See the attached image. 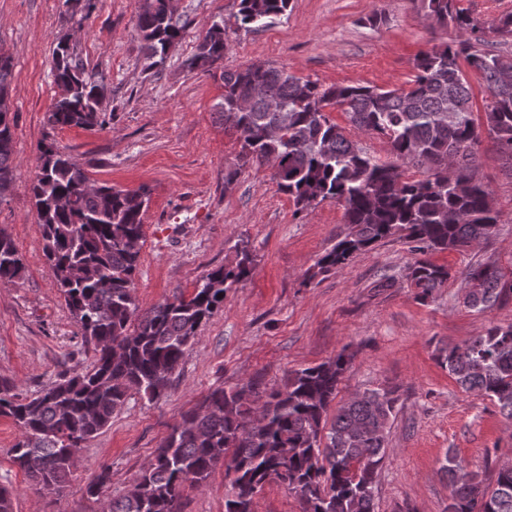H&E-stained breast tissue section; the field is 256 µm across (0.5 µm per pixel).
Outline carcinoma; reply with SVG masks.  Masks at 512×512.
Wrapping results in <instances>:
<instances>
[{
  "label": "carcinoma",
  "mask_w": 512,
  "mask_h": 512,
  "mask_svg": "<svg viewBox=\"0 0 512 512\" xmlns=\"http://www.w3.org/2000/svg\"><path fill=\"white\" fill-rule=\"evenodd\" d=\"M426 16L452 23L460 39L421 52L407 88L361 84L324 86L284 68L252 64L224 70V97L216 105L224 131L241 142L239 165L224 173L229 190L249 164L269 165L278 189L296 212L334 200L344 208L346 233L316 262L320 272L344 268L376 243L402 238L419 258L409 267V287L425 301L451 274L426 255L461 250L492 237L500 213L478 177L481 130L512 160V56L490 48L478 23L456 0H422ZM289 0H238L239 27L258 29L284 14ZM137 27L145 41L146 69L160 65L184 36L187 21L168 0H140ZM224 21H214L186 61L208 74L224 60ZM485 84L483 122L474 118V95L463 67ZM52 74L65 94L53 100L50 130H85L105 124L104 87L87 61L66 39L53 50ZM13 64L0 57V198L15 186L14 113L10 101ZM456 111H448V102ZM339 107L353 130L384 140L393 160L382 162L331 122ZM424 170L422 179L405 168ZM36 209L43 253L83 343L93 350L89 366L63 373L32 397L0 380V417L19 436L13 461L34 489L68 487L72 457L109 426L112 415L134 391L153 400L170 386L198 329L224 305V295L251 273L247 244L237 261L209 271L189 296H176L140 310L135 295L146 188L124 190L90 180L65 149L45 137L40 166L28 184ZM24 264L0 228V282L22 278ZM464 304L479 312L512 297V279L494 262L466 270ZM458 346L437 349L438 361L465 392L489 397L512 420V324L491 325ZM351 355L292 372L283 386L262 390L246 383L211 391L184 414L126 491L102 502L103 512H181L187 485L202 484L222 463L230 476L224 512H253L256 494L278 481L298 494L302 512H375L374 489L388 450L387 435L398 402L397 389L356 394L327 421L337 386ZM461 462L448 450L441 472L451 488L448 512H512V467L499 468L495 484L473 473L457 478ZM111 481L107 465L83 488L99 498Z\"/></svg>",
  "instance_id": "1"
}]
</instances>
